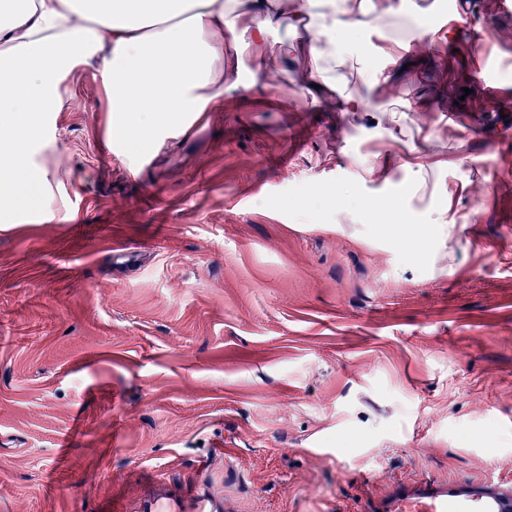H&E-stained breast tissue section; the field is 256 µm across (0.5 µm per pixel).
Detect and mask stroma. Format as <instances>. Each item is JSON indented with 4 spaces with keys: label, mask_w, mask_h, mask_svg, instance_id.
<instances>
[{
    "label": "stroma",
    "mask_w": 512,
    "mask_h": 512,
    "mask_svg": "<svg viewBox=\"0 0 512 512\" xmlns=\"http://www.w3.org/2000/svg\"><path fill=\"white\" fill-rule=\"evenodd\" d=\"M473 2L457 32L426 22L374 99L401 111L313 103L291 60L135 172L100 59L63 64L55 217L0 224V512H394L512 489V100L475 71L512 57V15ZM439 156L417 189L409 163ZM444 201L449 255L383 235Z\"/></svg>",
    "instance_id": "35a3bbf8"
}]
</instances>
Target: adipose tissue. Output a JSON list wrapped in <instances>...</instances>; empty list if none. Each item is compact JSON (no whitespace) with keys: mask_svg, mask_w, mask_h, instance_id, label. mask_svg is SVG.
<instances>
[{"mask_svg":"<svg viewBox=\"0 0 512 512\" xmlns=\"http://www.w3.org/2000/svg\"><path fill=\"white\" fill-rule=\"evenodd\" d=\"M409 0H0V223L37 224L52 217L50 126L64 62L100 56L117 117L115 144L137 162L144 143L176 135L224 91L251 78L276 82V60L308 55L304 85L342 112L372 110L388 88L410 40L392 39L380 67L337 41L338 30L383 31L407 17ZM424 19L428 11H414ZM356 71L365 90L346 91L335 69ZM448 216L435 224H394L392 239L425 236L429 254L452 240Z\"/></svg>","mask_w":512,"mask_h":512,"instance_id":"ef3b65f1","label":"adipose tissue"}]
</instances>
